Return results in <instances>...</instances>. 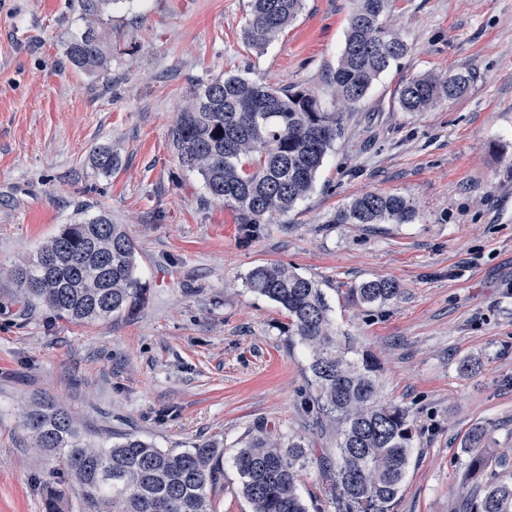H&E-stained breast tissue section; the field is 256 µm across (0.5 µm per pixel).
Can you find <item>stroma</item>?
Masks as SVG:
<instances>
[{"instance_id": "stroma-1", "label": "stroma", "mask_w": 512, "mask_h": 512, "mask_svg": "<svg viewBox=\"0 0 512 512\" xmlns=\"http://www.w3.org/2000/svg\"><path fill=\"white\" fill-rule=\"evenodd\" d=\"M82 0H0V512H43L48 469L22 414L46 393L107 443L133 433L181 451L216 439V512H250L231 462L258 424L308 434V354L283 311L248 288L285 263L317 281L339 332L381 365L385 401L416 425L392 512H452L473 427L512 448V0H392L409 51L354 106L330 80L351 0H304L264 51L243 31L248 0H115L110 78L74 69L64 46ZM473 74L426 112L398 102L421 74ZM240 75L310 89L343 134L313 192L244 240L235 213L179 167L172 129L192 88ZM108 146L114 173L90 157ZM367 191L409 198L412 224H333ZM106 210L133 238L148 299L134 316L72 324L28 310L9 268L61 227ZM391 278L400 297L353 290ZM353 293L363 304L381 305L399 297L401 288L395 280L378 278L362 282Z\"/></svg>"}]
</instances>
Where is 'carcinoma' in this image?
<instances>
[{
    "mask_svg": "<svg viewBox=\"0 0 512 512\" xmlns=\"http://www.w3.org/2000/svg\"><path fill=\"white\" fill-rule=\"evenodd\" d=\"M112 0H83V30L66 45L71 65L106 77L112 56L105 7ZM344 46L331 84L347 108L360 101L407 46L384 17L390 0H353ZM303 0H249L244 39L263 50L299 15ZM469 75L414 76L399 90L406 112H424L462 95ZM341 114L327 111L314 91L275 88L238 75L198 84L176 114L177 158L201 176L207 192L224 200L247 226L271 224L309 195L328 153L341 138ZM93 163L102 174L117 166L100 148ZM416 208L406 198L365 192L334 213L330 224H412ZM11 275L24 303L47 308L68 322L129 317L147 300L138 275V251L110 214L64 224ZM249 288L285 312L284 333L309 353L315 395L307 414L335 425L336 457L316 453L314 441L259 427L236 449L233 464L251 512H309L298 494L300 474L317 466L334 512H390L406 475L414 439L409 410L384 400L379 368L348 336L336 332L319 283L285 264L259 265ZM363 304L381 305L401 294L389 278L353 289ZM34 449L56 464L40 483L45 512H70L63 479L75 486L81 512H215L209 489L220 479L224 451L214 440L174 453L134 434L105 448L80 431L76 418L54 397L37 396L24 417ZM483 426L470 436L464 483L455 512H512V458L492 459L480 448Z\"/></svg>",
    "mask_w": 512,
    "mask_h": 512,
    "instance_id": "obj_1",
    "label": "carcinoma"
}]
</instances>
